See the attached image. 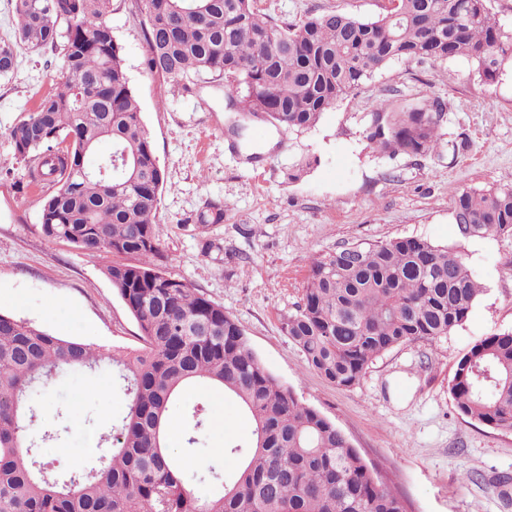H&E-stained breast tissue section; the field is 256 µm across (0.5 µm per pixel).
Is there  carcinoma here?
<instances>
[{
    "label": "carcinoma",
    "instance_id": "obj_1",
    "mask_svg": "<svg viewBox=\"0 0 512 512\" xmlns=\"http://www.w3.org/2000/svg\"><path fill=\"white\" fill-rule=\"evenodd\" d=\"M253 3L137 0L146 69L176 83L220 82L227 108L299 132L395 61L465 57L486 84L512 62V30L486 0H387L372 19L330 11L280 22ZM10 5L17 28L0 42V76L16 70L18 45L63 59L57 86L10 132L26 183L41 189L40 232L102 260L142 347L95 348L0 313V512H406L335 423L263 366L223 306L162 270L165 173L112 34V0ZM443 112L437 99H386L366 138L392 157L429 154ZM103 140L111 151L97 156ZM92 168L112 179L86 175ZM451 213L452 246L409 236L309 258L303 304L283 322L309 369L351 388L393 348L436 341L467 320L483 287L462 244L512 235V188L465 190ZM193 223H224V203H204ZM71 369L112 372L128 407L98 466L55 475L40 443L60 428L31 430L43 390ZM199 382L233 397L253 426L230 449L238 463L222 490L205 499L185 484L164 436L169 403ZM449 391L462 415L512 431V332L475 341ZM209 416L204 404L191 409L189 446Z\"/></svg>",
    "mask_w": 512,
    "mask_h": 512
}]
</instances>
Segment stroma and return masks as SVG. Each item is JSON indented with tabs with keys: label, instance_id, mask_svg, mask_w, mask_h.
Listing matches in <instances>:
<instances>
[{
	"label": "stroma",
	"instance_id": "35a3bbf8",
	"mask_svg": "<svg viewBox=\"0 0 512 512\" xmlns=\"http://www.w3.org/2000/svg\"><path fill=\"white\" fill-rule=\"evenodd\" d=\"M383 0H256L263 15L294 20L338 10L375 17ZM112 34L143 121L165 173L157 232L164 269L223 306L243 327L262 364L348 437L407 512H512V432L463 416L449 392L458 360L478 339L512 331V236L465 243L466 260L484 291L466 323L434 342L393 348L359 384L342 389L308 369L283 329L302 302L312 254L396 237L457 240L451 216L464 190L512 187V68L484 84L471 62L429 59L392 63L302 132L254 122L248 138L231 134L221 86L200 80L190 90L149 74L144 24L136 0H113ZM63 65L48 51L20 49L12 78L0 80V311L56 336L102 349L139 348V329L103 272L99 258L39 230V189L22 187L10 131L54 88ZM398 93L437 98L442 140L467 139L448 151L388 157L366 138L369 114ZM228 203L223 223L199 233L191 214L205 200ZM111 395L103 405L100 390ZM200 401L223 408L224 430L207 428L196 447L170 445L196 496L217 487L209 465L232 471L222 450L247 438L251 423L231 397L196 384L168 406L185 427ZM111 373L73 370L43 396L38 426L59 424V440L42 445L61 470L94 466L127 410ZM67 410L57 422L59 410ZM472 479H464V472Z\"/></svg>",
	"mask_w": 512,
	"mask_h": 512
}]
</instances>
